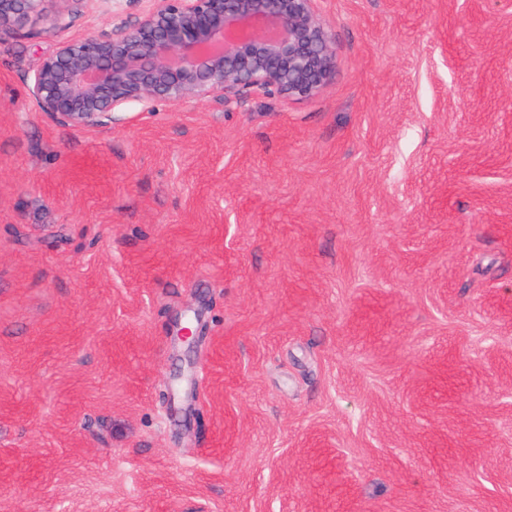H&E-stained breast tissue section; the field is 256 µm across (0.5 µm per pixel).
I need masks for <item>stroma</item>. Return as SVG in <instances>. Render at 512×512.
I'll return each instance as SVG.
<instances>
[{"instance_id":"1","label":"stroma","mask_w":512,"mask_h":512,"mask_svg":"<svg viewBox=\"0 0 512 512\" xmlns=\"http://www.w3.org/2000/svg\"><path fill=\"white\" fill-rule=\"evenodd\" d=\"M146 8L0 34V512H512V0H317L311 99L40 112Z\"/></svg>"}]
</instances>
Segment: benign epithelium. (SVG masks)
I'll return each instance as SVG.
<instances>
[{
  "label": "benign epithelium",
  "instance_id": "7a95c632",
  "mask_svg": "<svg viewBox=\"0 0 512 512\" xmlns=\"http://www.w3.org/2000/svg\"><path fill=\"white\" fill-rule=\"evenodd\" d=\"M70 0H0V33L69 25ZM133 24L64 41L31 77L40 111L73 127L106 126L139 105H178L256 92L322 93L336 71L316 0H148Z\"/></svg>",
  "mask_w": 512,
  "mask_h": 512
}]
</instances>
